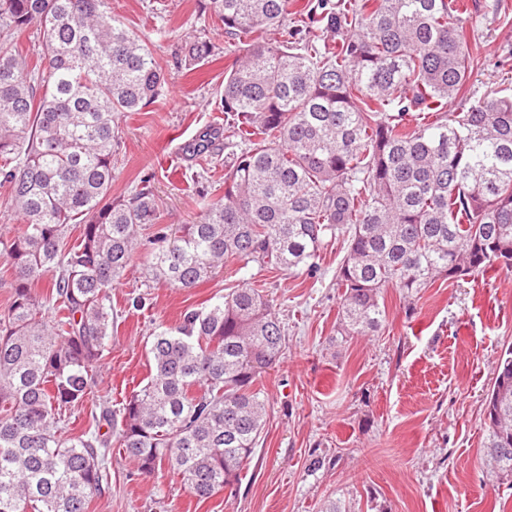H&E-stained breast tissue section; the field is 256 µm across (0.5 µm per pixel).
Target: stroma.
Returning <instances> with one entry per match:
<instances>
[{
  "instance_id": "obj_1",
  "label": "stroma",
  "mask_w": 512,
  "mask_h": 512,
  "mask_svg": "<svg viewBox=\"0 0 512 512\" xmlns=\"http://www.w3.org/2000/svg\"><path fill=\"white\" fill-rule=\"evenodd\" d=\"M468 0L471 75L449 111L512 88V0ZM112 12L168 61L166 90L155 103L117 119L119 155L112 196L127 199L149 180L164 224H192L199 191L224 192L223 139L208 160L190 144L220 128L224 30L201 16L198 0H112ZM210 42L203 63L180 64L186 38ZM339 230L321 249L316 271L286 273L245 259L185 291L155 278L136 255L112 290L115 324L93 399L67 410L64 435L88 429L104 402L146 383V343L177 324L184 310L223 300L253 284L272 299L286 334L284 357L257 386L266 424L236 492L201 501L169 470L145 479L111 449L108 485L89 512H512V484L497 478L485 453L484 397L494 368L512 346V272L437 278L412 299L384 290L386 321L372 336L338 334L336 271L347 248Z\"/></svg>"
}]
</instances>
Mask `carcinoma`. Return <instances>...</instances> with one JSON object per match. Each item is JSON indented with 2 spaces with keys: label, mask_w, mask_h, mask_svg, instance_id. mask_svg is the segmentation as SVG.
I'll use <instances>...</instances> for the list:
<instances>
[{
  "label": "carcinoma",
  "mask_w": 512,
  "mask_h": 512,
  "mask_svg": "<svg viewBox=\"0 0 512 512\" xmlns=\"http://www.w3.org/2000/svg\"><path fill=\"white\" fill-rule=\"evenodd\" d=\"M202 0L227 50L224 196L199 220L159 223L152 187L112 200L114 116L164 92V65L112 14L110 0H0V185L21 224L0 236L13 300L0 317V512H88L104 490L111 441L62 436V411L94 396L112 340V288L141 246L152 274L197 287L243 258L315 267L327 237L349 230L336 274L342 336L376 333L383 288L410 296L435 278L512 271V93L462 112L448 103L471 74L459 0ZM35 25V77L15 36ZM212 46L185 42L184 61ZM413 112L435 118L406 130ZM202 132L192 153H210ZM82 232L69 249L65 228ZM48 281V293L32 285ZM147 382L101 417L151 477L169 465L200 500L233 489L265 426L258 378L277 366L283 330L252 285L184 313L151 337ZM484 405L489 463L512 478V348Z\"/></svg>",
  "instance_id": "1"
}]
</instances>
